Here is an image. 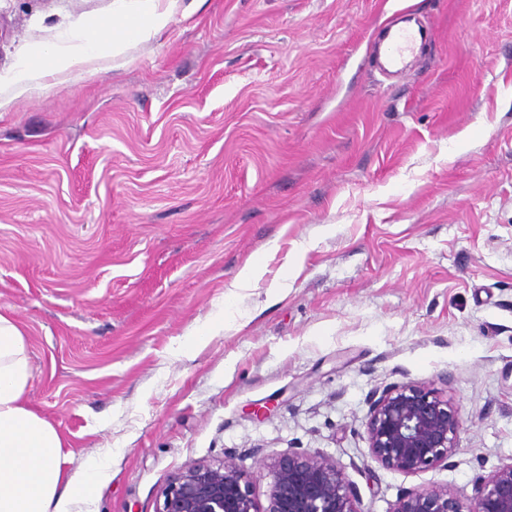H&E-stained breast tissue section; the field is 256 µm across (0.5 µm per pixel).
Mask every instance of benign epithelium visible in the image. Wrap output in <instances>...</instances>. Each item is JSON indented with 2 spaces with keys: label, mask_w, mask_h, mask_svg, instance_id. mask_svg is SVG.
Wrapping results in <instances>:
<instances>
[{
  "label": "benign epithelium",
  "mask_w": 512,
  "mask_h": 512,
  "mask_svg": "<svg viewBox=\"0 0 512 512\" xmlns=\"http://www.w3.org/2000/svg\"><path fill=\"white\" fill-rule=\"evenodd\" d=\"M369 457L379 465L417 473L448 462L458 449L460 412L438 393L408 382L368 396ZM271 478L267 505L254 486ZM156 512H361L356 487L333 460L306 450L278 454L256 471L233 462L191 461L161 492ZM393 512H512V464L479 476L461 500L448 490L403 492Z\"/></svg>",
  "instance_id": "7a95c632"
}]
</instances>
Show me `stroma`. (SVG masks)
Here are the masks:
<instances>
[{"instance_id":"stroma-1","label":"stroma","mask_w":512,"mask_h":512,"mask_svg":"<svg viewBox=\"0 0 512 512\" xmlns=\"http://www.w3.org/2000/svg\"><path fill=\"white\" fill-rule=\"evenodd\" d=\"M405 8L435 37L384 82L368 60ZM111 18L0 0V75ZM0 312L67 476L107 468L69 512H156L188 461L291 448L362 512L471 496L512 463V0H207L125 64L48 80L0 112ZM406 382L461 413L447 465L369 456L367 396Z\"/></svg>"}]
</instances>
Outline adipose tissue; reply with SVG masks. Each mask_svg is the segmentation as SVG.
Segmentation results:
<instances>
[{
  "mask_svg": "<svg viewBox=\"0 0 512 512\" xmlns=\"http://www.w3.org/2000/svg\"><path fill=\"white\" fill-rule=\"evenodd\" d=\"M206 0H112V21L84 34L78 50L36 49L33 59L17 66L7 85L9 101L28 97L47 78L92 76L103 58L125 59L133 41L161 35L175 17L190 19ZM33 377L25 330L0 313V512H67L70 498L104 479L90 464L82 481L67 478L62 468V438L56 427L31 409L26 396Z\"/></svg>",
  "mask_w": 512,
  "mask_h": 512,
  "instance_id": "obj_1",
  "label": "adipose tissue"
}]
</instances>
